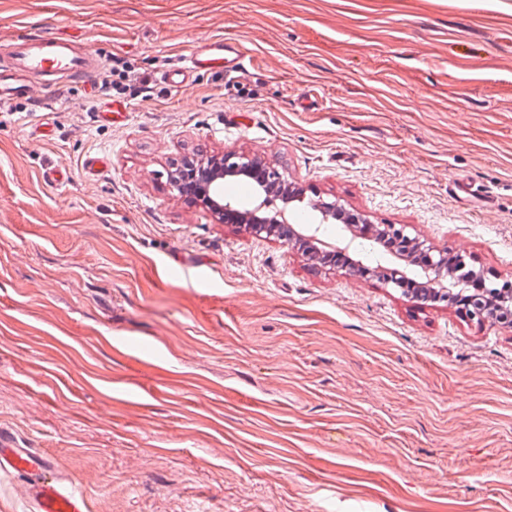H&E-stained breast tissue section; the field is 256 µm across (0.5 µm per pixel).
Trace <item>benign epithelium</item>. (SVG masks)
I'll list each match as a JSON object with an SVG mask.
<instances>
[{
  "mask_svg": "<svg viewBox=\"0 0 512 512\" xmlns=\"http://www.w3.org/2000/svg\"><path fill=\"white\" fill-rule=\"evenodd\" d=\"M244 176L257 189L254 206L242 211L223 200L216 191L217 183L226 177ZM173 190L194 204L213 212L225 224H239L255 237L266 234L279 236L285 244H297L320 256L325 263L341 261L344 266L368 276H375L405 291L406 296L418 300L426 295L436 302L450 298L473 309L472 316H483L481 299L485 298L492 308L490 315L512 320V290L506 288L491 294L484 288L480 276L468 282V287L457 289V283L448 277V266L465 264L466 256L461 252L448 254L424 247V244L408 236L404 228L394 224L368 225L362 217L344 209L334 201L321 200L316 209L321 214V223L342 221L349 224L350 231L361 235L367 230L390 241L393 253L410 264L419 266L425 275L420 282L408 277L398 269H370L351 258L347 249L333 247L322 250L315 246L314 236L303 233V228L290 222L293 204L304 200L302 191L288 183L285 173L270 166L258 156L228 152L220 157H196L184 162L178 172L170 176Z\"/></svg>",
  "mask_w": 512,
  "mask_h": 512,
  "instance_id": "7a95c632",
  "label": "benign epithelium"
}]
</instances>
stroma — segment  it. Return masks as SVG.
<instances>
[{
	"label": "stroma",
	"instance_id": "35a3bbf8",
	"mask_svg": "<svg viewBox=\"0 0 512 512\" xmlns=\"http://www.w3.org/2000/svg\"><path fill=\"white\" fill-rule=\"evenodd\" d=\"M151 82L0 112V428L89 512H512V324L219 222L197 152L512 280V0H0ZM238 72L161 73L207 39ZM106 168L91 171L94 156ZM68 179L53 187L47 165Z\"/></svg>",
	"mask_w": 512,
	"mask_h": 512
}]
</instances>
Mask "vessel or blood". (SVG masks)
Wrapping results in <instances>:
<instances>
[{
    "mask_svg": "<svg viewBox=\"0 0 512 512\" xmlns=\"http://www.w3.org/2000/svg\"><path fill=\"white\" fill-rule=\"evenodd\" d=\"M7 63L0 64V107L28 95L32 83L56 93L69 82L93 80L105 67L95 51L78 50L75 41L61 33H42L9 45ZM245 55L239 43L217 39L204 42L183 55L163 77L165 83L182 87L202 70L242 66ZM0 469L13 470L25 479L33 512H87L83 493L72 483L52 474L47 456L21 446L12 433L0 430Z\"/></svg>",
    "mask_w": 512,
    "mask_h": 512,
    "instance_id": "1",
    "label": "vessel or blood"
}]
</instances>
